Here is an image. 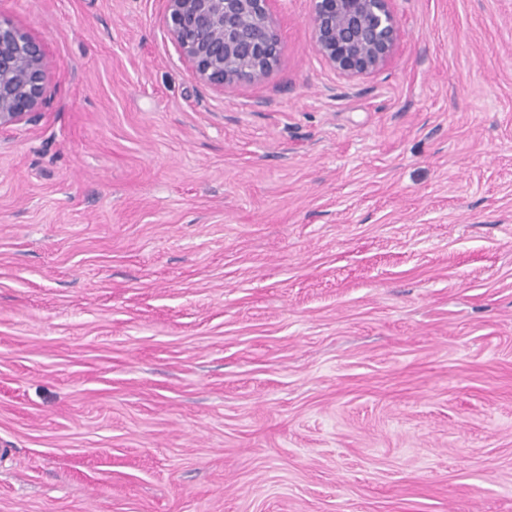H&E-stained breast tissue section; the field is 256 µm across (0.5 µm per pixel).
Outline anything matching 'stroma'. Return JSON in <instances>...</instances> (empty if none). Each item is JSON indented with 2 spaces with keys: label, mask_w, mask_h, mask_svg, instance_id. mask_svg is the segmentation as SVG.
<instances>
[{
  "label": "stroma",
  "mask_w": 512,
  "mask_h": 512,
  "mask_svg": "<svg viewBox=\"0 0 512 512\" xmlns=\"http://www.w3.org/2000/svg\"><path fill=\"white\" fill-rule=\"evenodd\" d=\"M392 7L220 89L164 0H0V512H512V0ZM393 0H311L318 54L347 77L375 71L394 54L400 27ZM46 64L38 43L0 20V127L27 120L42 102Z\"/></svg>",
  "instance_id": "1"
}]
</instances>
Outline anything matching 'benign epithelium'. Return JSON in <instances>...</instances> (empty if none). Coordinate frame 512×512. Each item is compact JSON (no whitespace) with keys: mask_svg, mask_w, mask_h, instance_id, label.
Here are the masks:
<instances>
[{"mask_svg":"<svg viewBox=\"0 0 512 512\" xmlns=\"http://www.w3.org/2000/svg\"><path fill=\"white\" fill-rule=\"evenodd\" d=\"M275 0H166L167 32L194 79L222 88L261 82L277 60ZM318 54L347 77L394 54L400 27L392 0H311ZM46 64L38 43L0 20V127L27 120L42 102Z\"/></svg>","mask_w":512,"mask_h":512,"instance_id":"obj_1","label":"benign epithelium"}]
</instances>
